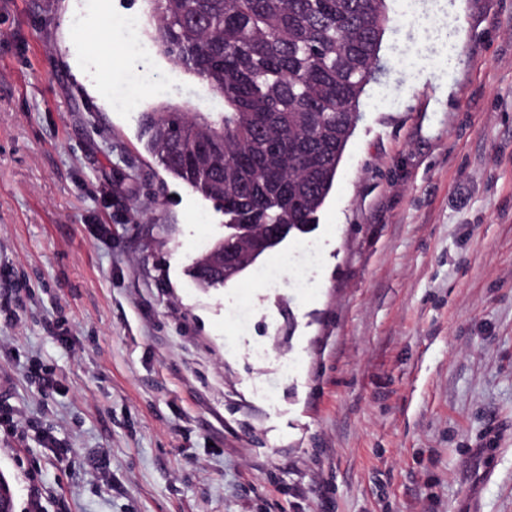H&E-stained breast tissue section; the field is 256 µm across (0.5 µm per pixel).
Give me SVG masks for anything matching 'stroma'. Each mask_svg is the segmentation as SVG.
<instances>
[{"label":"stroma","instance_id":"1","mask_svg":"<svg viewBox=\"0 0 512 512\" xmlns=\"http://www.w3.org/2000/svg\"><path fill=\"white\" fill-rule=\"evenodd\" d=\"M149 13L0 0L15 512H512V0H388L315 228L220 288L224 216L140 120L224 104L134 52Z\"/></svg>","mask_w":512,"mask_h":512}]
</instances>
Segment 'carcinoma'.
<instances>
[{
    "label": "carcinoma",
    "mask_w": 512,
    "mask_h": 512,
    "mask_svg": "<svg viewBox=\"0 0 512 512\" xmlns=\"http://www.w3.org/2000/svg\"><path fill=\"white\" fill-rule=\"evenodd\" d=\"M153 41L224 99L222 112L162 104L143 135L171 178L224 212L306 233L333 188L371 80L386 0H152ZM207 255L194 264L206 288Z\"/></svg>",
    "instance_id": "obj_1"
}]
</instances>
